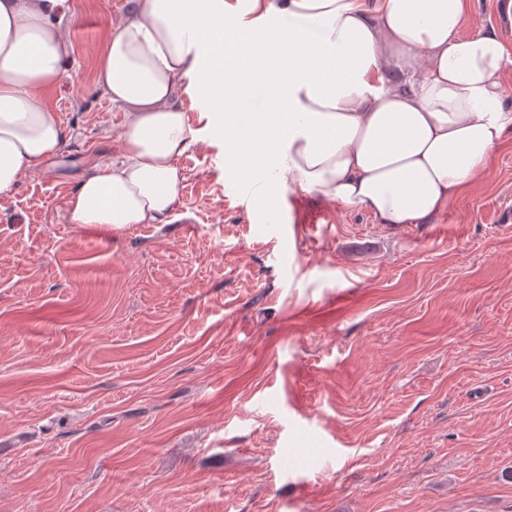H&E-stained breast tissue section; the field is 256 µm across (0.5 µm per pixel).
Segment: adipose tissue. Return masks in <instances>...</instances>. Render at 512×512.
Returning a JSON list of instances; mask_svg holds the SVG:
<instances>
[{
	"instance_id": "ef3b65f1",
	"label": "adipose tissue",
	"mask_w": 512,
	"mask_h": 512,
	"mask_svg": "<svg viewBox=\"0 0 512 512\" xmlns=\"http://www.w3.org/2000/svg\"><path fill=\"white\" fill-rule=\"evenodd\" d=\"M467 0H135L110 25L96 82L124 109L122 159L85 173L75 224H159L180 198L175 161L200 140L175 96L209 97L232 166L356 205L377 223L424 224L512 135L493 31L461 36ZM71 0H0V196L62 156L41 94L72 52Z\"/></svg>"
}]
</instances>
